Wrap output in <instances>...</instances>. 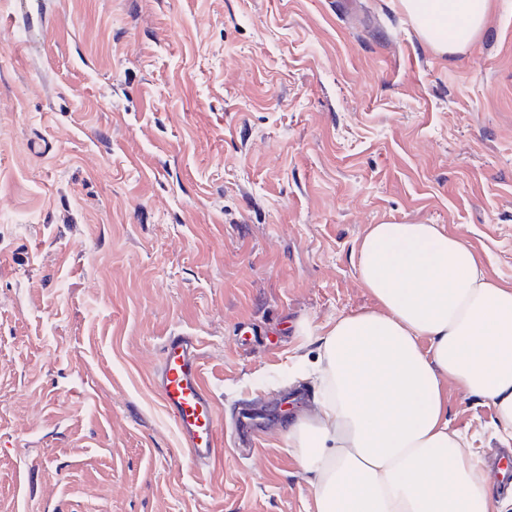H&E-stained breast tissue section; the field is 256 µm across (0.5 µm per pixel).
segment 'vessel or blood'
<instances>
[{
	"label": "vessel or blood",
	"mask_w": 512,
	"mask_h": 512,
	"mask_svg": "<svg viewBox=\"0 0 512 512\" xmlns=\"http://www.w3.org/2000/svg\"><path fill=\"white\" fill-rule=\"evenodd\" d=\"M201 358L196 337L170 333L151 381L175 423L182 447L196 469L205 473L220 447L223 425L204 382Z\"/></svg>",
	"instance_id": "b4317fda"
}]
</instances>
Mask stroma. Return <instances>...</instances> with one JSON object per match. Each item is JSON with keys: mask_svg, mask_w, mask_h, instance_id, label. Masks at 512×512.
I'll return each mask as SVG.
<instances>
[{"mask_svg": "<svg viewBox=\"0 0 512 512\" xmlns=\"http://www.w3.org/2000/svg\"><path fill=\"white\" fill-rule=\"evenodd\" d=\"M382 222L512 284V0L448 57L398 0H0V512H314L280 426L241 454L235 413L316 391ZM174 331L223 414L205 480L149 381ZM448 406L504 452L491 405Z\"/></svg>", "mask_w": 512, "mask_h": 512, "instance_id": "1", "label": "stroma"}]
</instances>
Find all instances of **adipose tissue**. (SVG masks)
<instances>
[{"label":"adipose tissue","mask_w":512,"mask_h":512,"mask_svg":"<svg viewBox=\"0 0 512 512\" xmlns=\"http://www.w3.org/2000/svg\"><path fill=\"white\" fill-rule=\"evenodd\" d=\"M399 6L445 56L476 39L491 0ZM350 260L374 305L317 331V409L284 427L315 512H512L448 407L452 385L490 404L512 443V284L438 224L369 225Z\"/></svg>","instance_id":"ef3b65f1"}]
</instances>
